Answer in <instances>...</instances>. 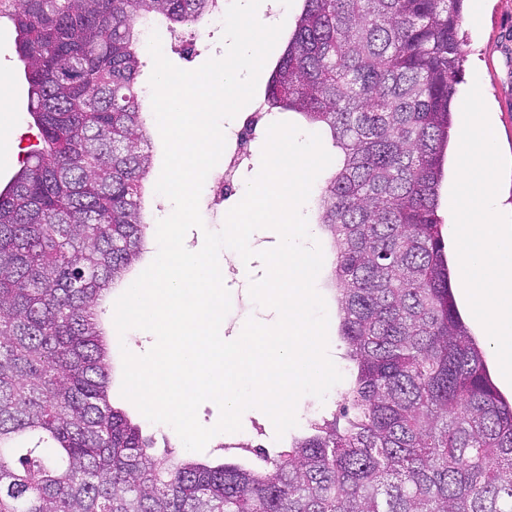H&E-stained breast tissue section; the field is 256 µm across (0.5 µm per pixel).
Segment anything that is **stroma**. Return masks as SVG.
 I'll return each instance as SVG.
<instances>
[{"mask_svg":"<svg viewBox=\"0 0 512 512\" xmlns=\"http://www.w3.org/2000/svg\"><path fill=\"white\" fill-rule=\"evenodd\" d=\"M222 31L211 28L208 22L184 29L177 42L163 41L162 50L168 60L185 70L200 67L212 57H223L226 48L221 41ZM459 37L467 51L464 63L463 81L458 87L459 95H466L473 78H480L482 96L490 110L491 123L497 143L502 153L512 158V0H468L459 29ZM9 77L11 88L8 96L0 98V106L8 110L12 122L4 133L0 134V188L4 187L19 169L25 156V137L35 136L36 130L31 124L27 112V85L23 76V66L19 61L14 45V32L7 19L0 18V77ZM236 198L215 202L212 191H203L200 198V211L204 230L219 231L224 225L227 212L236 205ZM204 230H190L185 238L187 247L198 250L203 245ZM319 242L324 253L325 268L319 273L316 285L318 292L326 301L329 315L328 354L343 379L335 385L325 399L306 395L298 403V424L276 438L274 426L269 417L261 410L253 409L243 413L240 431L220 433L214 436L204 451L199 452L202 460L221 461L239 459L253 462L252 454L242 452L235 446L236 441L250 440L262 446L269 455H277L286 448L292 438L301 436L308 428L310 420L328 417L346 405V392L351 368L342 357L338 338L339 313L329 278V263L333 253L327 236H320ZM265 267L260 260H253L248 272H234L226 287L232 295V308L224 320V335L233 338L242 330L248 317L271 325L278 319L275 310L253 303L249 296L251 279L261 277ZM459 309L472 333L483 350L491 378L506 398H512V383L503 376L493 348L482 325L473 317L462 288H455ZM113 304H106L101 321L107 333L110 350V396L115 406L125 410L138 421L146 435L152 436L156 444H169L174 457L182 458L187 454L181 440L164 423H153L143 418L133 403L121 395L122 358L121 348L141 355L151 341L149 332L131 330L125 337H118L113 324Z\"/></svg>","mask_w":512,"mask_h":512,"instance_id":"obj_1","label":"stroma"}]
</instances>
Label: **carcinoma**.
Returning <instances> with one entry per match:
<instances>
[{
    "label": "carcinoma",
    "mask_w": 512,
    "mask_h": 512,
    "mask_svg": "<svg viewBox=\"0 0 512 512\" xmlns=\"http://www.w3.org/2000/svg\"><path fill=\"white\" fill-rule=\"evenodd\" d=\"M265 104L336 149L315 199L342 417L263 466L150 452L109 395L98 309L141 258L140 22L217 0H12L37 142L0 190V512H512V404L450 284L438 214L464 0H302Z\"/></svg>",
    "instance_id": "obj_1"
}]
</instances>
